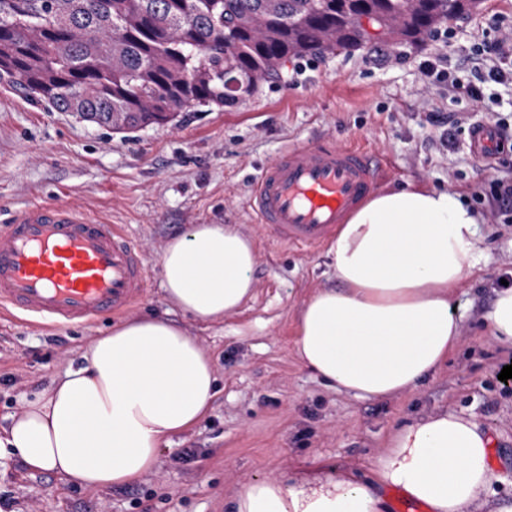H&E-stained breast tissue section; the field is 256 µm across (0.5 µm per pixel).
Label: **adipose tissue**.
I'll return each mask as SVG.
<instances>
[{
  "mask_svg": "<svg viewBox=\"0 0 512 512\" xmlns=\"http://www.w3.org/2000/svg\"><path fill=\"white\" fill-rule=\"evenodd\" d=\"M480 223L448 190L410 183L366 197L331 244L336 286L298 311L302 365L369 400L418 389L462 346L453 299L481 257ZM256 261L238 225H195L160 253L165 302L196 323H222L253 294ZM484 319L493 340L512 347V287L496 290ZM216 382L211 356L184 326L156 314L125 319L24 399L0 427V458L93 491L137 482L208 414ZM490 448L476 421L440 413L394 430L369 476L329 469L251 481L234 512H386L390 486L429 512H512V502L485 500Z\"/></svg>",
  "mask_w": 512,
  "mask_h": 512,
  "instance_id": "ef3b65f1",
  "label": "adipose tissue"
}]
</instances>
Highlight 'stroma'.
I'll return each mask as SVG.
<instances>
[{
	"mask_svg": "<svg viewBox=\"0 0 512 512\" xmlns=\"http://www.w3.org/2000/svg\"><path fill=\"white\" fill-rule=\"evenodd\" d=\"M512 24V0H480L454 21L451 38L424 37L375 56L372 45L311 52L289 63L233 108L190 106L165 124L115 132L24 96L0 81V219L30 204L66 203L119 225L149 269L130 315L164 312L159 255L195 224H237L257 251L253 296L223 323L184 325L212 356L219 392L209 414L163 449L159 468L106 492L60 486L17 458L0 459V512H230L241 484L320 466L366 471L389 435L412 419L444 411L489 429L490 504L512 500V382L500 364L512 357L483 316L497 288L512 285V213L476 200L488 178H512V150L491 164L475 160L466 131L449 134L430 112L463 122L512 123V84H490L480 106L454 101L448 86H424L420 63L456 64L485 37L490 15ZM455 136L454 147L444 146ZM328 142L380 156V189L407 183L456 192L483 217L482 258L456 294L463 345L417 391L376 401L325 385L305 369L296 320L315 289L336 286L327 248L299 250L258 224L247 201L262 171L291 145ZM115 314L86 324L40 325L20 312L0 316V424L19 411L107 332ZM193 449L183 459L184 449Z\"/></svg>",
	"mask_w": 512,
	"mask_h": 512,
	"instance_id": "35a3bbf8",
	"label": "stroma"
}]
</instances>
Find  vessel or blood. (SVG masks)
<instances>
[{"label":"vessel or blood","mask_w":512,"mask_h":512,"mask_svg":"<svg viewBox=\"0 0 512 512\" xmlns=\"http://www.w3.org/2000/svg\"><path fill=\"white\" fill-rule=\"evenodd\" d=\"M499 147L492 126L473 130L481 160ZM381 165L349 145L304 144L284 151L257 180L250 207L279 242L320 248L332 242L380 180ZM146 266L117 225L67 204L30 205L0 225V308L66 325L133 305Z\"/></svg>","instance_id":"b4317fda"}]
</instances>
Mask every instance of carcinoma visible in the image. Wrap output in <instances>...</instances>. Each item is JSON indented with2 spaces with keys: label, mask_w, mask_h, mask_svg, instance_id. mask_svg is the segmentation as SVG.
Instances as JSON below:
<instances>
[{
  "label": "carcinoma",
  "mask_w": 512,
  "mask_h": 512,
  "mask_svg": "<svg viewBox=\"0 0 512 512\" xmlns=\"http://www.w3.org/2000/svg\"><path fill=\"white\" fill-rule=\"evenodd\" d=\"M476 0H0V78L59 112L132 131L232 108L311 50L418 40ZM238 81L229 92L224 75Z\"/></svg>",
  "instance_id": "1"
}]
</instances>
